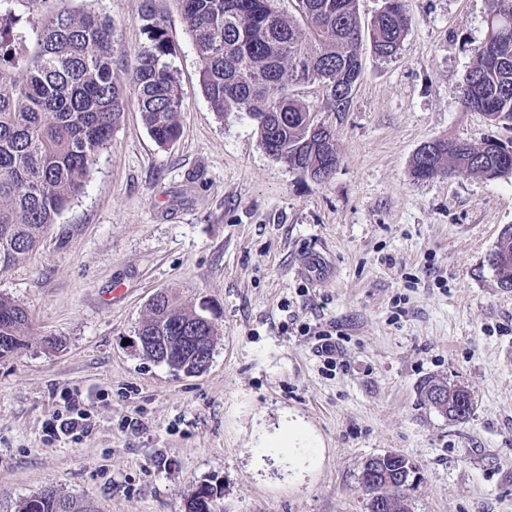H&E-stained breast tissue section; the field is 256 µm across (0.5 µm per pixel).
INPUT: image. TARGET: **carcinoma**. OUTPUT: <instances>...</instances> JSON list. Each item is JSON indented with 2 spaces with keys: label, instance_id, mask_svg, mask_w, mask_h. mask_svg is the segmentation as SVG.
Masks as SVG:
<instances>
[{
  "label": "carcinoma",
  "instance_id": "obj_1",
  "mask_svg": "<svg viewBox=\"0 0 512 512\" xmlns=\"http://www.w3.org/2000/svg\"><path fill=\"white\" fill-rule=\"evenodd\" d=\"M0 0V272L25 262L57 218L84 193L86 180L111 139L128 100H133L154 142L167 146L181 134L182 93L170 57L175 50L153 0H142L139 21L146 43L137 52L132 86L113 75L112 22L93 11L67 8L18 13ZM192 38L200 82L217 115L246 112L257 121L266 152L316 181L338 163L334 137L315 122L310 107L288 94L289 84L319 82L330 110L349 102L363 72L361 47L370 40L379 57L395 56L411 27L407 0H383L362 26L357 0H293L297 16L285 17L277 0H175ZM502 25L479 48L466 77L464 107L512 126V0H496ZM412 172L429 179L480 174L512 175V141L479 147L437 139L426 155L412 159ZM491 264L499 284L512 283V225L496 242ZM196 331H190V328ZM27 311L0 294V357L24 345ZM140 328L174 342L168 366L187 361L182 336H206L214 350L215 323L187 311L161 291L148 303ZM424 403L456 420L472 411L471 395L434 380L421 388ZM366 495L390 497L393 512H409L400 465L388 456L365 466ZM218 488L202 484L187 497L186 512H211ZM17 512H91L88 506L40 492Z\"/></svg>",
  "mask_w": 512,
  "mask_h": 512
}]
</instances>
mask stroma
Here are the masks:
<instances>
[{
    "label": "stroma",
    "mask_w": 512,
    "mask_h": 512,
    "mask_svg": "<svg viewBox=\"0 0 512 512\" xmlns=\"http://www.w3.org/2000/svg\"><path fill=\"white\" fill-rule=\"evenodd\" d=\"M140 5L68 3L111 19L126 87L146 42ZM155 8L176 51L180 139L158 146L129 105L86 194L0 273L31 321L0 358V512L47 488L93 512H185L203 483L221 489L212 512H367L362 467L390 451L420 468L411 512H512V291L489 263L512 225V176L411 172L434 139L512 140L461 104L488 0H409L399 53L363 46L345 111L322 84L294 87L335 134L321 182L269 156L248 114L213 112L174 0ZM303 260L319 275L298 274ZM164 289L218 326L202 374L132 344ZM315 325L340 336L336 369L302 333ZM428 380L466 388L471 415L425 405ZM69 393L90 431L48 437ZM287 413L314 440L299 476L287 449L260 448Z\"/></svg>",
    "instance_id": "1"
}]
</instances>
